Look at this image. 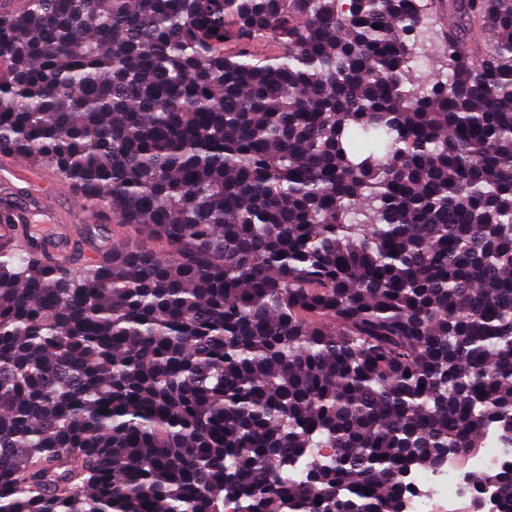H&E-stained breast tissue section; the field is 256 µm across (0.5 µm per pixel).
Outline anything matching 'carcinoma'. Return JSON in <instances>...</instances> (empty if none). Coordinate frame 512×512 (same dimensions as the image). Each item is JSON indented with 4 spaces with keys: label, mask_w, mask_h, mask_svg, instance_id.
<instances>
[{
    "label": "carcinoma",
    "mask_w": 512,
    "mask_h": 512,
    "mask_svg": "<svg viewBox=\"0 0 512 512\" xmlns=\"http://www.w3.org/2000/svg\"><path fill=\"white\" fill-rule=\"evenodd\" d=\"M27 0L0 154L144 231L0 252V512H512V0ZM495 40L472 59L461 37ZM275 52L259 57L258 42ZM490 448H480L473 457V466L478 469H490L493 466L512 461L510 442L503 440L497 433L490 432ZM410 494L405 512H444L449 505L468 501L472 488L453 462L435 471L413 470L408 474Z\"/></svg>",
    "instance_id": "1"
}]
</instances>
